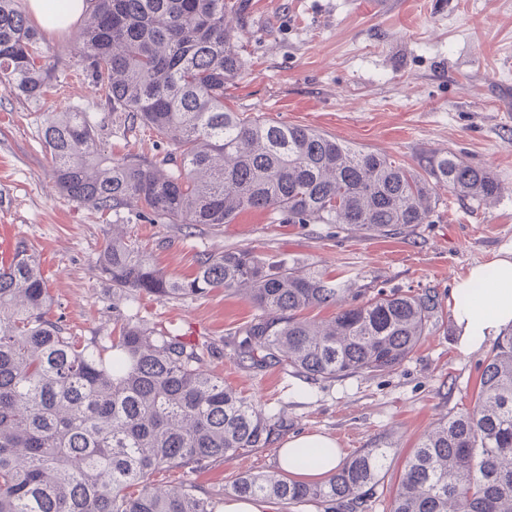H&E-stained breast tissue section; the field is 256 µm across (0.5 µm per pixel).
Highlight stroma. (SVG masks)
Masks as SVG:
<instances>
[{
    "instance_id": "stroma-1",
    "label": "stroma",
    "mask_w": 512,
    "mask_h": 512,
    "mask_svg": "<svg viewBox=\"0 0 512 512\" xmlns=\"http://www.w3.org/2000/svg\"><path fill=\"white\" fill-rule=\"evenodd\" d=\"M239 38L248 66L230 104L265 119L303 125L420 170L425 157L451 151L491 171L504 188L479 205L432 183L437 216L391 237L363 238L340 224H286L262 211L218 227L150 223L126 209L100 214L60 192L41 141L45 113L97 114L106 153L155 154V137L126 131L108 116L71 50L72 33L50 31L61 64L37 105L0 83V253L35 247L52 296L50 315L77 336H114L133 319L208 344L209 368L225 386L259 401L277 423L271 446L192 475L200 490L224 487L245 471L276 470L288 437L323 433L344 455L378 443L389 466L372 512H389L390 491L421 435L470 405L490 346L464 355L451 309L455 279L512 249V0H244ZM145 246L174 276L192 275L201 255L248 249L354 286L430 294L438 317L397 370L307 380L280 365L241 369L234 343L258 310L216 289L181 300L142 296L113 302L96 260L113 225Z\"/></svg>"
}]
</instances>
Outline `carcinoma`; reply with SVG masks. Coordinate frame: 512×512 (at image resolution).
I'll list each match as a JSON object with an SVG mask.
<instances>
[{
  "label": "carcinoma",
  "instance_id": "cac0c4a2",
  "mask_svg": "<svg viewBox=\"0 0 512 512\" xmlns=\"http://www.w3.org/2000/svg\"><path fill=\"white\" fill-rule=\"evenodd\" d=\"M74 59L110 114L146 128L160 154L113 158L88 112H51L42 126L60 191L101 213L120 209L164 224L220 225L245 210L290 224H346L371 237L429 222V180L481 204L501 184L445 151L425 175L390 156L316 129L270 122L227 103L246 56L228 15L238 0H85ZM58 55L16 0H0V82L37 104ZM97 265L119 294L197 297L215 288L260 311L235 343L252 368L283 365L311 380L390 372L413 353L438 313L428 294L367 295L246 249L199 259L191 278L150 263L112 237ZM38 254L20 243L0 261V512H215L187 476L272 442L262 405L205 366L208 347L179 333L124 325L110 345L74 336L50 317ZM334 306L329 323L301 317ZM389 448L351 455L326 480L241 473L230 491L324 512H370ZM179 471L182 479L158 475ZM391 512H512V331L491 349L472 407L423 435L392 493Z\"/></svg>",
  "mask_w": 512,
  "mask_h": 512
}]
</instances>
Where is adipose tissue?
I'll return each mask as SVG.
<instances>
[{
  "label": "adipose tissue",
  "mask_w": 512,
  "mask_h": 512,
  "mask_svg": "<svg viewBox=\"0 0 512 512\" xmlns=\"http://www.w3.org/2000/svg\"><path fill=\"white\" fill-rule=\"evenodd\" d=\"M451 296L458 349L468 355L512 325V250L472 266L456 280ZM341 460L335 439L320 433L290 437L277 451L279 468L305 483L324 480Z\"/></svg>",
  "instance_id": "adipose-tissue-1"
}]
</instances>
